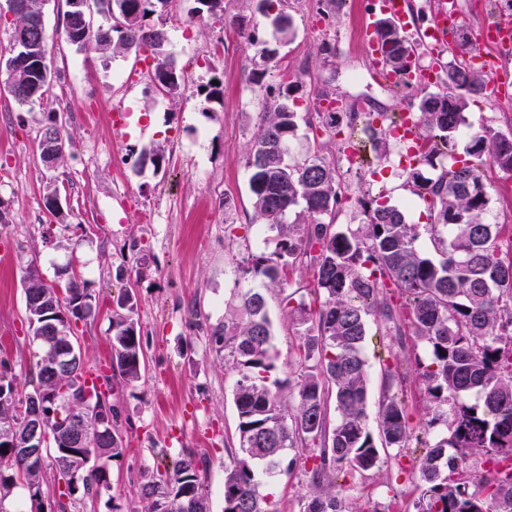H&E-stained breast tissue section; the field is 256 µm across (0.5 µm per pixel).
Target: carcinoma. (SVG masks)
<instances>
[{
	"instance_id": "carcinoma-1",
	"label": "carcinoma",
	"mask_w": 512,
	"mask_h": 512,
	"mask_svg": "<svg viewBox=\"0 0 512 512\" xmlns=\"http://www.w3.org/2000/svg\"><path fill=\"white\" fill-rule=\"evenodd\" d=\"M106 7L108 28L79 24L71 10L63 21L74 32L68 41L101 52L142 53L153 61L151 79L164 93H180L182 77L168 53L163 26L150 25L146 14L162 16L171 0H95ZM287 0H258L279 41L293 35L284 12ZM389 69L404 75L418 61L414 43L388 18L379 21ZM256 47L263 79L276 51L249 36ZM475 49L467 26L454 36L452 58L442 66V88L422 89L412 106L418 135L434 153L406 171L407 180L430 204V234L439 258L417 247L418 225L403 211L366 193L356 198V225L338 224L342 183L336 167L317 152L299 157L290 141L300 116L291 96L301 84L284 83L278 93L260 100V124L246 151L256 219L280 231L277 248L252 258L254 276L279 282L288 315L303 338L298 361L285 379H271L272 322L265 289L240 295L241 320L226 321L213 332L216 351H226L237 374L238 452L224 463V512H277L259 492V477L288 475L301 463L310 491L300 512H355L348 506L350 488L338 475L363 477L380 467L381 452L402 453L415 439L424 452L411 467L418 492L415 512H512V257H499L498 225L483 222L490 204L483 167L512 174V132L473 127L465 112L486 85L464 56ZM10 52L0 51L6 88L21 106L44 99L51 72L11 69ZM326 132L336 134L354 112H319ZM448 159L435 179L423 168L438 157ZM291 224H286L290 213ZM310 260L313 291L323 297L319 308L291 305L301 288L290 289L280 270ZM28 333L39 346L30 384L19 392L9 359H0V512L17 480L31 493L35 512H68L76 503L94 502L111 490L109 462L123 454L119 412L112 397H103L99 381L77 345V321L94 310L95 297L75 270L64 287L44 282L29 269L23 280ZM375 307L385 328L405 336L428 353L417 361L426 412L412 426L405 399L393 391L396 374L385 371L387 395L376 417L380 441L368 422L369 386L363 355L368 308ZM136 300L124 290L113 300L110 370L134 386L144 369L143 336L134 318ZM478 402L467 401L470 394ZM337 418L328 423V404ZM40 402L50 416L40 454L26 445L34 424L22 407ZM422 436L413 437L414 431ZM7 452H1V449ZM55 471L58 492L49 507L41 495L44 457ZM142 508L129 512H210L196 460L183 457L144 470L138 478Z\"/></svg>"
}]
</instances>
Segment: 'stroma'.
<instances>
[{
  "instance_id": "35a3bbf8",
  "label": "stroma",
  "mask_w": 512,
  "mask_h": 512,
  "mask_svg": "<svg viewBox=\"0 0 512 512\" xmlns=\"http://www.w3.org/2000/svg\"><path fill=\"white\" fill-rule=\"evenodd\" d=\"M194 6L195 0H172L164 23L183 77L179 95L152 90L148 67L134 53L72 45L62 29L65 0L43 5L54 73L48 97L22 107L0 94V207L10 217L0 224V357L12 361L19 390H29L38 352L27 334V266L50 284L68 264L79 266L97 307L79 324L78 343L96 367L110 362L113 298L127 289L138 302L147 369L137 385L114 383L124 453L110 464L111 490L86 512L132 507L140 471L165 454L206 461L210 510L223 512L224 463L239 447L236 372L211 337L236 317V294L259 284L246 272L251 256L272 252L279 235L255 219L245 166L265 86L301 82L295 95L301 112H319L325 91L349 108L369 99L389 119L412 109L414 89L397 90L378 77L368 55L371 20L360 12L337 10L334 0H288L294 34L281 44L256 11V0H224L220 18L194 13ZM255 29L278 51L260 85L253 75L256 49L247 38ZM325 41L335 43V60L320 53ZM216 79L220 96L205 99L201 88ZM118 104L128 110L122 127L113 122ZM51 112L59 115L67 139L63 162L48 169L38 143L41 119ZM157 150L166 155L158 170L150 161ZM360 160L358 172L342 176L348 199L339 223H349L361 185L384 192L389 203L402 207L407 223H427V202L413 195L392 157L365 149ZM50 186L67 203L65 223L48 220L44 195ZM148 212L154 223H145ZM267 300L272 353L283 374L297 361L301 339L277 284H269ZM366 331L368 415L377 413L382 371L392 365L405 375L413 416L421 418L414 356L386 335L378 312L367 316ZM382 458L379 469L354 479L352 508L374 512L395 497L404 512H413V484L397 476L391 453ZM308 490L298 467L260 486L278 512H299Z\"/></svg>"
}]
</instances>
